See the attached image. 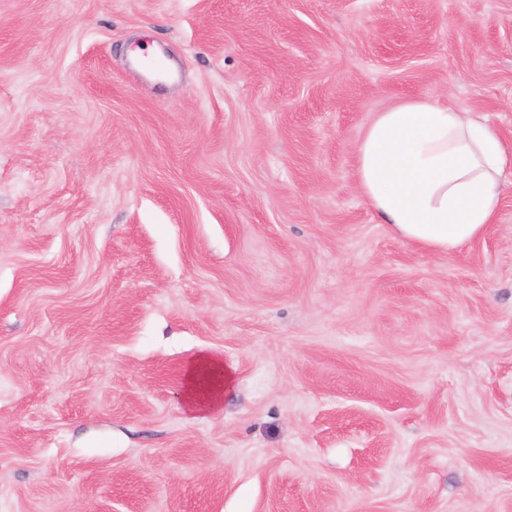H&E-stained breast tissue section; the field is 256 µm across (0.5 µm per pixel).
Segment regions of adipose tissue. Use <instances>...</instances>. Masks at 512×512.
<instances>
[{
  "instance_id": "obj_1",
  "label": "adipose tissue",
  "mask_w": 512,
  "mask_h": 512,
  "mask_svg": "<svg viewBox=\"0 0 512 512\" xmlns=\"http://www.w3.org/2000/svg\"><path fill=\"white\" fill-rule=\"evenodd\" d=\"M511 169L493 126L435 96L377 113L357 146V182L371 209L405 242L442 255L496 223ZM222 372L207 353L191 365L185 402L193 418L220 406Z\"/></svg>"
}]
</instances>
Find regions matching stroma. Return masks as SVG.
<instances>
[{
    "label": "stroma",
    "instance_id": "35a3bbf8",
    "mask_svg": "<svg viewBox=\"0 0 512 512\" xmlns=\"http://www.w3.org/2000/svg\"><path fill=\"white\" fill-rule=\"evenodd\" d=\"M425 95L512 146V0H0V512H512V185L356 182ZM510 155L475 112L423 96L378 112L357 146L361 194L405 242L442 255L496 224ZM201 369H207L217 374V379L206 391L199 388L198 374ZM225 374L220 360L214 355L202 353L189 368L186 381L187 410L195 419L205 418L207 414L217 409L223 398ZM203 394V395H201Z\"/></svg>",
    "mask_w": 512,
    "mask_h": 512
}]
</instances>
